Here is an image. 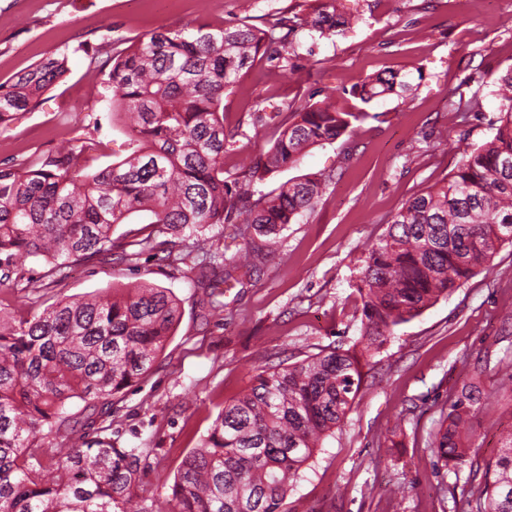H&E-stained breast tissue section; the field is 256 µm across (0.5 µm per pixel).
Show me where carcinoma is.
<instances>
[{"label":"carcinoma","instance_id":"cac0c4a2","mask_svg":"<svg viewBox=\"0 0 512 512\" xmlns=\"http://www.w3.org/2000/svg\"><path fill=\"white\" fill-rule=\"evenodd\" d=\"M350 22L335 0H324L305 18L281 13L263 27L160 28L114 49L101 69L112 125L132 122L124 155L95 169L99 141L86 137L0 166V282H31L21 257L40 261L52 284L72 263L130 267L166 234L192 240L180 261L196 259L194 287L207 291L212 313L222 312L217 288L251 275L272 239L315 208L337 173L290 179L267 193L254 186L297 165L306 149L336 141L357 118L337 111L331 93L284 103L270 115L259 109L250 123L278 117L279 136L230 181L224 154L239 132L224 128V96L261 60L288 66L298 30L331 39ZM69 61L66 53L51 55L1 82L0 125L33 109L69 72ZM496 83L493 138L405 203L361 259L359 338L346 349L259 370L183 459L166 507L152 502L138 512H286L303 466L352 411L364 368L395 328L512 245V68ZM411 88L406 75L388 71L369 76L354 94L369 103ZM139 216L147 225L113 237L114 226ZM226 224L238 225L242 239L229 258L206 236ZM179 318L177 296L148 281L25 316L0 307V512H128L143 449L116 447L95 417L112 414V397L152 370ZM481 399L479 384L469 382L448 404L430 442L441 467H475L476 449L463 437ZM92 427L96 436L73 437ZM57 436L70 447L49 458L45 444ZM477 493L475 512H512V432L486 464Z\"/></svg>","mask_w":512,"mask_h":512}]
</instances>
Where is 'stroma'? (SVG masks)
<instances>
[{
  "label": "stroma",
  "mask_w": 512,
  "mask_h": 512,
  "mask_svg": "<svg viewBox=\"0 0 512 512\" xmlns=\"http://www.w3.org/2000/svg\"><path fill=\"white\" fill-rule=\"evenodd\" d=\"M353 21L336 42L298 32L292 68L260 62L224 100V125L237 131L226 173L265 153L276 124L255 127V110L332 92L337 106L359 113L331 144L266 180L339 170L341 178L315 211L289 225L271 256L245 284L225 289L223 312L211 314L186 265L143 255L135 269L80 264L50 288L0 285V305L16 314L44 302L111 293L149 278L170 288L181 316L153 370L118 394L109 418L118 447L143 449L138 498L165 501L183 458L225 402L247 391L267 360L305 359L347 347L360 335L352 287L365 249L408 200L448 178L464 151L489 141L498 117L493 76L512 67V18L489 0H341ZM318 0H0V82L65 52L70 72L32 111L0 127V164L54 150L62 138L101 141L109 164L125 141L105 101L91 96L104 74L93 54L108 40L149 37L161 27L263 25L280 13L307 15ZM383 70L421 73L411 94L364 104L353 86ZM478 99L481 113L452 112L449 99ZM512 352V246L491 270L439 298L395 331L373 358L354 407L325 439L288 495V512H470L477 481L468 470L436 469L428 443L448 400L472 377L490 397L472 420L478 464L512 431V381L498 373ZM397 445H385L387 437Z\"/></svg>",
  "instance_id": "stroma-1"
}]
</instances>
